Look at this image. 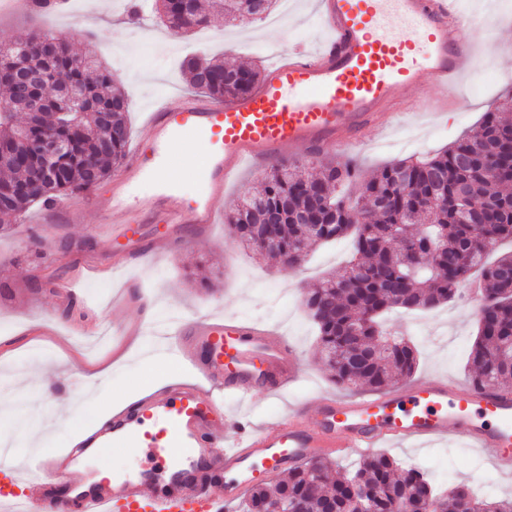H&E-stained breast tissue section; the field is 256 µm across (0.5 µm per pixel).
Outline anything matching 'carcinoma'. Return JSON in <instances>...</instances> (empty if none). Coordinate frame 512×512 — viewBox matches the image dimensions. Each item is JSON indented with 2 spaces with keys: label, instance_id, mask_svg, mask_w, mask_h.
Instances as JSON below:
<instances>
[{
  "label": "carcinoma",
  "instance_id": "carcinoma-1",
  "mask_svg": "<svg viewBox=\"0 0 512 512\" xmlns=\"http://www.w3.org/2000/svg\"><path fill=\"white\" fill-rule=\"evenodd\" d=\"M273 0H154L161 22L187 34L221 8L257 19ZM56 37L31 33L0 42V230L35 204L86 191L121 162L129 143L125 96L112 73L75 57ZM194 88L231 100L253 90L261 72L241 64L192 57ZM27 115L14 126V114ZM45 135L66 143L50 176L35 145ZM288 265L306 250L350 237L351 259L307 292L303 304L317 330V351L336 385L382 391L411 377L417 350L385 335L393 309L431 310L453 301L480 277L482 303L467 368L470 384L512 389V123L495 112L448 149L380 168L369 179L354 162L336 161L310 173L286 161L270 168L259 187L227 216L241 243L262 252L258 237L267 214ZM234 512H512V496L485 499L464 483L439 490L417 467L385 453H368L350 470L318 458L288 477L259 484Z\"/></svg>",
  "mask_w": 512,
  "mask_h": 512
}]
</instances>
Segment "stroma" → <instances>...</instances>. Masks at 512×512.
I'll use <instances>...</instances> for the list:
<instances>
[{
  "label": "stroma",
  "mask_w": 512,
  "mask_h": 512,
  "mask_svg": "<svg viewBox=\"0 0 512 512\" xmlns=\"http://www.w3.org/2000/svg\"><path fill=\"white\" fill-rule=\"evenodd\" d=\"M464 5L476 16L469 29L472 38L496 41L505 46V53L469 73L457 90L459 105L445 111L437 107L440 91L429 80H422L414 96L418 118L371 131L365 148L354 154L364 175L411 156L435 154L512 95V0H498L492 16L483 0H464ZM273 15L270 22H243L215 14L207 28L177 35L147 20L135 23L126 13L124 0H88L73 15L20 16L0 11V41L14 39L27 29L58 30L77 54L113 69L114 80L129 100L130 126L136 131L142 109L161 99L174 104L179 95L190 93L183 61L192 53L205 51L264 68L276 51L319 41L314 0H288L287 7H275ZM107 188L104 182L96 186L98 200L87 212L85 223L39 224L32 208L12 223L9 235L0 234V283L13 290L12 297L0 300V343L12 351L11 356L0 357V379L15 382L37 362H44V370L32 381L35 392L27 405L54 423L39 452L15 441L14 461L26 464L37 456L62 453L73 433L95 426L112 390L141 388L157 360L164 357L156 342L146 339L122 367L112 370L110 387L82 376L87 367L109 359L112 349L106 346L90 352L81 346L73 326L84 315L57 295L56 285L69 276L76 261L111 263L112 244L93 233L108 205ZM351 250V239L342 238L311 250L302 265L288 267L244 249L230 235L227 224L220 223L211 225L206 235L194 237L174 257L156 259L122 276L88 279L82 292L94 308L93 325L102 330L112 322V291L127 279L152 289L156 314L228 315L266 325L287 322L288 337L302 367L300 382L277 396L256 392L248 406L232 396L225 399L233 414L256 426H270L291 405L319 393L339 392L314 356L316 331L302 299L324 275L339 269ZM475 311L474 305L457 301L429 312L392 314L388 326L417 346V375L444 373L464 383L476 334ZM38 343L50 350L40 361L29 354ZM387 452L423 469L440 486L452 481L473 485L486 479L492 484L491 497L512 492V475L498 474L477 451L452 439L426 448L391 446Z\"/></svg>",
  "instance_id": "obj_1"
}]
</instances>
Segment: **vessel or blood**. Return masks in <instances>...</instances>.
I'll return each mask as SVG.
<instances>
[{
  "label": "vessel or blood",
  "instance_id": "vessel-or-blood-1",
  "mask_svg": "<svg viewBox=\"0 0 512 512\" xmlns=\"http://www.w3.org/2000/svg\"><path fill=\"white\" fill-rule=\"evenodd\" d=\"M317 13L325 40L278 56L258 89L225 102L187 95L145 111L144 142L113 176L102 217L122 244L113 268L170 255L189 234L206 233L244 167L285 160L300 148L359 147L378 114L411 103L421 78L451 93L489 56L463 32L470 16L462 0H317ZM93 204L90 197L56 201L41 221L80 224ZM151 323L145 313L113 319V363L129 355ZM164 350L173 365H190L199 382L171 377L67 455L9 467L0 476V504L21 512H222L302 461L447 438L512 474V390L429 374L351 400L323 395L272 426L248 429L230 417L224 399L244 402L260 388L277 395L297 380L285 333L228 316L186 318ZM92 448H157L182 465L162 482L150 475L104 478L70 499L55 498L53 482L68 478Z\"/></svg>",
  "mask_w": 512,
  "mask_h": 512
}]
</instances>
